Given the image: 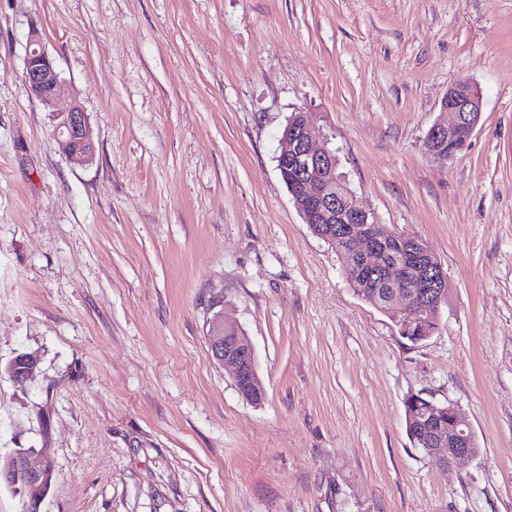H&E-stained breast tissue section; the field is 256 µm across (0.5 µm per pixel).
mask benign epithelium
Here are the masks:
<instances>
[{
  "label": "benign epithelium",
  "instance_id": "7a95c632",
  "mask_svg": "<svg viewBox=\"0 0 512 512\" xmlns=\"http://www.w3.org/2000/svg\"><path fill=\"white\" fill-rule=\"evenodd\" d=\"M24 84L30 95L51 109L65 86L53 59L41 41L31 37L24 59ZM440 111L448 119L435 122L428 130L424 149L430 160L443 167L457 156V151L444 145L456 140L468 144L482 116V94L470 83H457L448 88L440 102ZM56 121V142L62 154L73 164L86 165L93 161L96 147L87 113L77 100L69 108L53 113ZM312 118L302 111L296 112L281 132L277 168L288 187L303 222L306 224L348 225L346 239L348 253L342 259L344 267L352 276H364L379 268L386 276L369 282L373 288L371 300L389 309L399 305L398 313L406 315L417 302L425 309L448 299L447 276L444 271L433 268L437 292L431 300H418L415 294L393 290L394 281L405 276L406 266L401 254L393 253L387 263L380 267L374 260L378 246L399 234L381 228L375 213L363 207L358 200L345 208L342 198L336 194L334 163L336 155L330 148H316L312 139ZM221 311L207 319L206 340L208 352L220 366L230 370L234 381L249 388L255 372V355L251 344L244 336H226ZM38 364L30 353L15 356L8 365L10 377L17 383L26 382ZM427 453L445 464L475 457L472 452L475 441L469 423L460 415L455 405H448V428L428 425ZM37 452L33 448H18L0 462V485L15 488L26 497V512H40V505L51 488L55 466L51 459L34 462Z\"/></svg>",
  "mask_w": 512,
  "mask_h": 512
}]
</instances>
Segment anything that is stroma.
<instances>
[{
	"instance_id": "1",
	"label": "stroma",
	"mask_w": 512,
	"mask_h": 512,
	"mask_svg": "<svg viewBox=\"0 0 512 512\" xmlns=\"http://www.w3.org/2000/svg\"><path fill=\"white\" fill-rule=\"evenodd\" d=\"M79 98L89 165L23 82L30 37ZM468 147L423 140L449 84ZM309 112L379 223L426 238L450 306L427 341L353 293L276 156ZM223 311L265 391L213 361ZM33 353L15 383L9 361ZM454 403L479 454L413 448L404 398ZM40 512H512V0H0V454ZM482 105L476 85L457 83L448 88L440 102V112L448 114V119L435 122L425 139V153L433 163L443 167L457 156V151L444 149L448 142L462 139L464 148L468 145L480 123ZM38 364V359L30 353L15 356L8 365V373L16 383H24L31 377ZM33 448H18L0 462V486L18 489L26 497V511L40 512V505L51 488L55 466L51 459L34 463Z\"/></svg>"
}]
</instances>
